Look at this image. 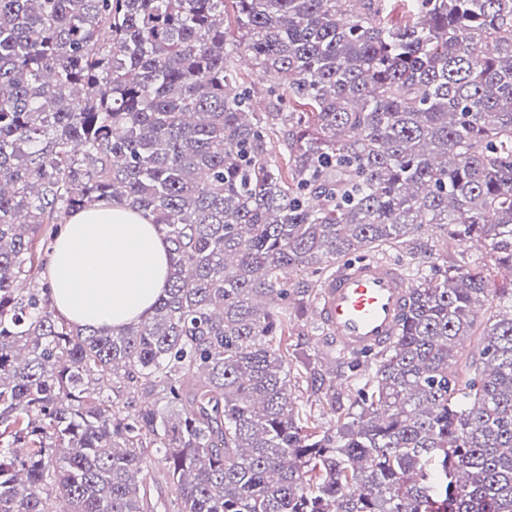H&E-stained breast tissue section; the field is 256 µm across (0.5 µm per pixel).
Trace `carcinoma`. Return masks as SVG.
Listing matches in <instances>:
<instances>
[{
	"mask_svg": "<svg viewBox=\"0 0 512 512\" xmlns=\"http://www.w3.org/2000/svg\"><path fill=\"white\" fill-rule=\"evenodd\" d=\"M112 201L173 256L152 317L104 333L58 315L40 254ZM426 224L490 267L420 275L388 347L288 344L290 271ZM503 267L512 0H0V512H154L157 463L165 512H512Z\"/></svg>",
	"mask_w": 512,
	"mask_h": 512,
	"instance_id": "1",
	"label": "carcinoma"
}]
</instances>
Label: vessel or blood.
Returning <instances> with one entry per match:
<instances>
[{"mask_svg": "<svg viewBox=\"0 0 512 512\" xmlns=\"http://www.w3.org/2000/svg\"><path fill=\"white\" fill-rule=\"evenodd\" d=\"M413 283L379 259L342 262L320 284L314 315L331 346L358 355L396 336Z\"/></svg>", "mask_w": 512, "mask_h": 512, "instance_id": "vessel-or-blood-1", "label": "vessel or blood"}]
</instances>
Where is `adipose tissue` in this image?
Listing matches in <instances>:
<instances>
[{
	"label": "adipose tissue",
	"mask_w": 512,
	"mask_h": 512,
	"mask_svg": "<svg viewBox=\"0 0 512 512\" xmlns=\"http://www.w3.org/2000/svg\"><path fill=\"white\" fill-rule=\"evenodd\" d=\"M170 250L157 228L125 205L78 211L51 254L52 302L67 321L105 332L148 320L167 285Z\"/></svg>",
	"instance_id": "1"
}]
</instances>
